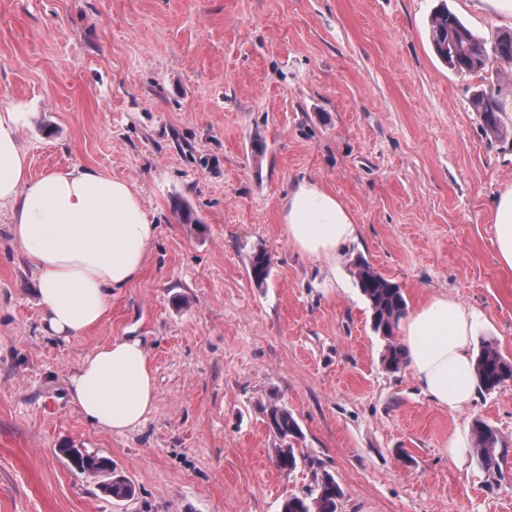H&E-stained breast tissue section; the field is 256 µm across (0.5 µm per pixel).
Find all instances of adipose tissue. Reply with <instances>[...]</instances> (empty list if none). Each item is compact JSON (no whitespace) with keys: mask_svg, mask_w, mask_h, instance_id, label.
I'll list each match as a JSON object with an SVG mask.
<instances>
[{"mask_svg":"<svg viewBox=\"0 0 512 512\" xmlns=\"http://www.w3.org/2000/svg\"><path fill=\"white\" fill-rule=\"evenodd\" d=\"M19 124V113L0 109V210H9L13 242L35 262L45 333L70 341L99 325L112 295L141 276L156 226L129 182L96 168L32 176ZM491 209L498 261L512 273V187ZM281 220L289 244L316 258H332L357 233L344 204L309 180L289 188ZM481 325L480 314L445 295L420 302L400 322L411 375L440 408L457 412L475 399L473 342ZM69 392L95 428L137 429L156 399L142 340L117 336L86 354Z\"/></svg>","mask_w":512,"mask_h":512,"instance_id":"adipose-tissue-1","label":"adipose tissue"}]
</instances>
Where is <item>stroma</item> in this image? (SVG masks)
Wrapping results in <instances>:
<instances>
[{
  "label": "stroma",
  "instance_id": "stroma-1",
  "mask_svg": "<svg viewBox=\"0 0 512 512\" xmlns=\"http://www.w3.org/2000/svg\"><path fill=\"white\" fill-rule=\"evenodd\" d=\"M443 5L486 42L512 30L475 0H0V101L22 115L32 174L122 178L156 224L139 279L65 342L43 333L35 263L0 214V512H281L322 471L344 492L338 512H512V383L438 407L409 369L382 365L353 275L362 257L408 306L453 297L512 358L490 211L512 186V67L443 63L430 41ZM491 83L504 138L470 104ZM304 179L358 226L328 261L283 233L282 198ZM258 249L272 259L261 286L247 272ZM116 336L144 341L156 382L147 419L122 435L68 393ZM273 405L301 428L288 474ZM477 419L508 450L502 475L448 452ZM64 447L110 458L134 495L104 494Z\"/></svg>",
  "mask_w": 512,
  "mask_h": 512
}]
</instances>
